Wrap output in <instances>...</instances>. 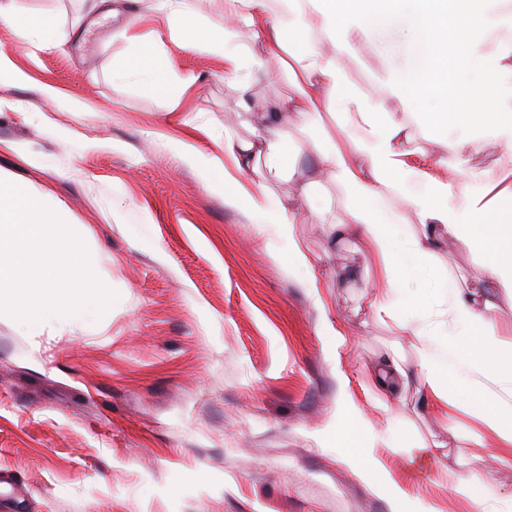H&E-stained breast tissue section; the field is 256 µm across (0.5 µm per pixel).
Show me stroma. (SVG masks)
I'll return each instance as SVG.
<instances>
[{"label": "stroma", "instance_id": "35a3bbf8", "mask_svg": "<svg viewBox=\"0 0 512 512\" xmlns=\"http://www.w3.org/2000/svg\"><path fill=\"white\" fill-rule=\"evenodd\" d=\"M21 4L25 18L71 33L43 51L0 25V49L28 76L0 83V168L82 224L116 300L86 327L28 333L0 318V512H390L341 461L370 442L410 494L439 495L444 512H469L453 477L511 499L512 447L459 439L456 416L435 411L417 382L389 411L374 407L364 370L396 349L410 365L417 354L363 300L375 274L360 244L297 210L318 279L306 288L273 256V234L256 233L167 148L191 136L220 157L225 135L263 131V112L288 94L280 59L268 56L243 89L221 54L154 47L159 71L196 78L176 98L112 77L133 53L120 33L149 0H119L107 19L94 0ZM45 84L57 98L43 97ZM74 101L87 111H70ZM43 155L53 170L35 165ZM440 260L460 286L487 277L468 245ZM327 322L344 338L332 353ZM344 397L370 419V439H321ZM393 424L406 435L399 452L384 446Z\"/></svg>", "mask_w": 512, "mask_h": 512}]
</instances>
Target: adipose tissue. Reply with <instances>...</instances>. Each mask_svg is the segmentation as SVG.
Wrapping results in <instances>:
<instances>
[{
	"instance_id": "adipose-tissue-1",
	"label": "adipose tissue",
	"mask_w": 512,
	"mask_h": 512,
	"mask_svg": "<svg viewBox=\"0 0 512 512\" xmlns=\"http://www.w3.org/2000/svg\"><path fill=\"white\" fill-rule=\"evenodd\" d=\"M153 11L167 21L171 41L224 56L227 73L246 81L262 70L267 55L286 57L287 98L267 114L264 132L243 139L224 138V160L208 162L209 185L233 184L230 204L246 209L258 232L274 231L275 256L316 286L314 263L296 236L291 210L273 183L293 175L292 153L278 129L287 114L313 130L309 150L326 178L343 190L346 218L332 212L321 181L301 183L303 203L335 238L357 239L376 270L365 299L376 317L409 336L418 360L406 368L400 357L368 367L365 379L374 403L389 401L409 378H416L433 408L461 412L473 423L466 436L483 442L493 433L499 447H512V343L503 342L487 314L490 291L512 296V0H224L223 37L187 13L185 0H154ZM19 0H0V23L18 38L45 50L65 41L66 32L47 20L24 21ZM249 28L254 50H240L233 22ZM140 51L115 71L119 81L145 89L164 82L186 91L196 79L162 75L152 54L140 47L135 29L123 30ZM369 47L362 55L361 47ZM475 61L472 80L483 89L470 107L457 111L460 56ZM367 69L370 92L354 88L349 63ZM342 106L338 132L325 117ZM406 113L408 122L394 120ZM441 143L445 154L415 164L409 144L415 136ZM499 142L507 162L498 176L476 171L467 157L482 138ZM251 170V186L234 184L232 171ZM413 211L406 222L391 201ZM508 221L488 229L493 213ZM461 242L487 255V287L453 285L442 267L440 245ZM407 293L400 306L381 289ZM345 464L383 496L391 512H443L435 497H409L375 455L348 450Z\"/></svg>"
}]
</instances>
